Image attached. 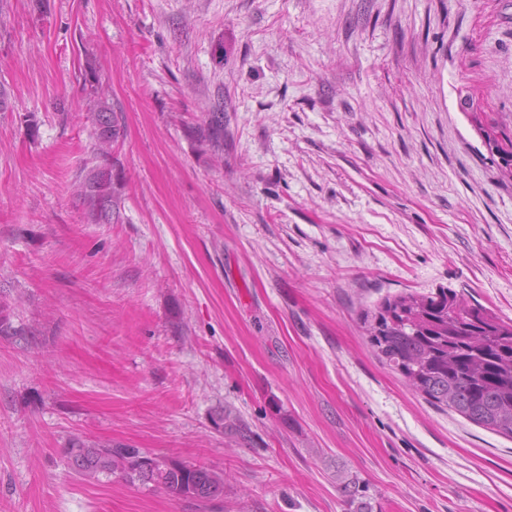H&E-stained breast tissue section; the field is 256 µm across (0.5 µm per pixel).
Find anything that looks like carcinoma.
Returning <instances> with one entry per match:
<instances>
[{"mask_svg":"<svg viewBox=\"0 0 512 512\" xmlns=\"http://www.w3.org/2000/svg\"><path fill=\"white\" fill-rule=\"evenodd\" d=\"M94 143L90 162L77 176L75 195L89 224H110L117 215L122 185L112 175V151L123 136L95 65L84 69ZM362 328L377 356L397 371L426 401L512 439V322L480 304L468 305L450 288L424 296L401 293L363 315ZM11 305L0 298V336H19ZM224 430L246 438L248 425L224 409ZM64 454L71 469L95 478L114 476L149 484L175 497L212 500L224 496V473L165 460L123 443L74 437Z\"/></svg>","mask_w":512,"mask_h":512,"instance_id":"obj_1","label":"carcinoma"}]
</instances>
